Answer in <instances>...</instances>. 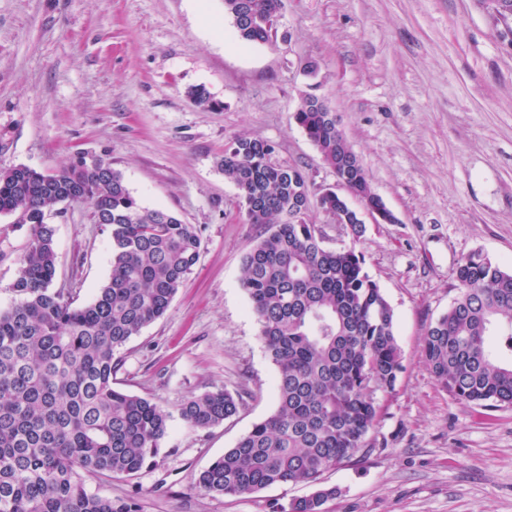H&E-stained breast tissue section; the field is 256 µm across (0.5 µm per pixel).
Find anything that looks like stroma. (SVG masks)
Listing matches in <instances>:
<instances>
[{
	"label": "stroma",
	"instance_id": "stroma-1",
	"mask_svg": "<svg viewBox=\"0 0 512 512\" xmlns=\"http://www.w3.org/2000/svg\"><path fill=\"white\" fill-rule=\"evenodd\" d=\"M315 62V74L304 70ZM204 88L211 106L195 104ZM335 112L375 192L396 216L353 241L315 210L328 247L355 245L395 315L403 370L382 397L376 444L327 470L326 512H512V405L472 407L443 390L422 352L458 290L452 272L480 251L512 269V50L481 0H282L273 43L237 38L224 0H0V167L48 172L89 153L119 170L141 205L201 238L167 312L119 353L117 387L170 414L157 464L85 476L88 492L139 512H277L309 494L282 484L238 498L196 479L277 405V369L242 285L254 228L219 162L239 136L276 147L314 188L335 185L295 123L303 97ZM54 288L91 302L111 268L108 228L88 206L51 216ZM29 227L0 217V309ZM244 394L238 415L194 429L190 396Z\"/></svg>",
	"mask_w": 512,
	"mask_h": 512
}]
</instances>
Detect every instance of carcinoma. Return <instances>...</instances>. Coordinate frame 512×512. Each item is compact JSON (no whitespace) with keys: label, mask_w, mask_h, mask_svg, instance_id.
Here are the masks:
<instances>
[{"label":"carcinoma","mask_w":512,"mask_h":512,"mask_svg":"<svg viewBox=\"0 0 512 512\" xmlns=\"http://www.w3.org/2000/svg\"><path fill=\"white\" fill-rule=\"evenodd\" d=\"M488 4L499 38L512 48V0ZM280 6L224 0L237 36L257 44L276 37ZM294 119L349 194L383 212L382 222H396L329 107L309 96ZM274 152L265 140L237 137L220 167L255 231L242 287L278 372L277 406L201 471L196 486L227 498L305 483L311 493L279 512H324L337 490L323 486L321 475L374 447L380 395L394 389L402 352L393 309L364 255L354 246L327 247L308 213H288L306 201L340 211L355 240L363 221L331 189L312 193L309 173L273 162ZM70 203L91 204L112 244L108 280L81 306L52 289L55 231L47 216ZM0 216L30 230L13 283L17 299L0 310V512H138L131 499L88 493L82 475L131 478L159 456L170 414L113 386L116 353L167 311L200 259L201 238L194 225L140 205L122 173L97 157L50 172L0 168ZM453 278L460 293L425 333L426 366L466 404L512 405V365L498 363L489 346L492 328L505 326L512 350V269L476 251ZM241 406L240 394L215 388L184 400L179 415L206 429Z\"/></svg>","instance_id":"carcinoma-1"}]
</instances>
